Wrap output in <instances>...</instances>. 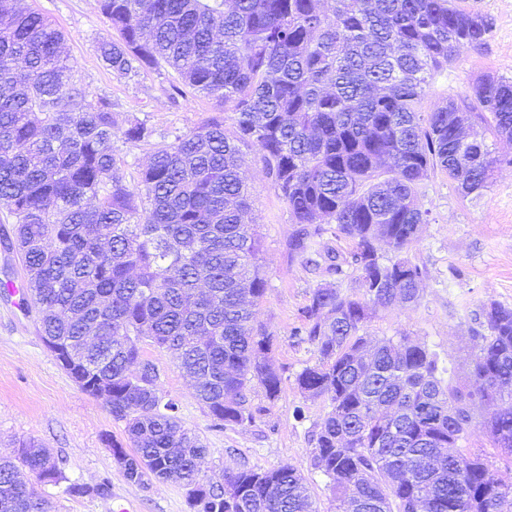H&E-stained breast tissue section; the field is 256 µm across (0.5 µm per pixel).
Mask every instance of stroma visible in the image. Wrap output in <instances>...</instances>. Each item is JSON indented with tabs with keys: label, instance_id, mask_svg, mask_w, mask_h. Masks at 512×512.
Returning a JSON list of instances; mask_svg holds the SVG:
<instances>
[{
	"label": "stroma",
	"instance_id": "1",
	"mask_svg": "<svg viewBox=\"0 0 512 512\" xmlns=\"http://www.w3.org/2000/svg\"><path fill=\"white\" fill-rule=\"evenodd\" d=\"M66 36L69 62L86 86L89 101L106 97L121 117L138 118L157 136L173 141L214 115L213 101L193 94L173 97L166 72L151 71L135 79L117 76L100 59L98 44L113 34L95 0H26ZM465 8L489 16L493 30L486 46L448 65L428 99L473 95L486 74L512 78V0H462ZM253 201V220L261 236V264L267 288L256 307V320L274 339L272 365L282 376L278 400L260 385L247 393L257 415L253 423L214 428L193 382L182 372L176 354L144 345V358L161 371V388L177 400L185 425L196 430L209 452L201 469L207 481L222 483L224 472L237 468L272 469L292 464L305 478L319 512H331L327 479L311 466V432L327 411L321 398L303 396L295 377L314 364L310 344L298 342L300 312L314 288L329 283L342 292L355 287L356 274H329L291 259L288 241L295 226L287 203L264 175L252 149L243 151ZM428 222L407 255L427 271L418 302L377 311L364 333L374 339L408 334L436 351L448 368L452 386L471 388V359L477 347L471 329L488 300L512 307V166L495 169L481 195H462L444 174L423 188ZM18 299L0 292V456L12 454L19 440L32 437L48 448L62 468L65 482L40 486L45 512H190L178 484L150 480L128 483L104 442L123 439L124 422L115 420L104 399L82 391L58 366L36 329L34 316ZM304 420H296L295 408ZM108 482L106 495L73 496L68 483L94 486Z\"/></svg>",
	"mask_w": 512,
	"mask_h": 512
}]
</instances>
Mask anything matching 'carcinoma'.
<instances>
[{
	"mask_svg": "<svg viewBox=\"0 0 512 512\" xmlns=\"http://www.w3.org/2000/svg\"><path fill=\"white\" fill-rule=\"evenodd\" d=\"M96 2L118 34L98 46L114 74L169 69L177 94L233 106L229 119L157 145L131 184L113 137L136 145L155 130L137 119L120 128L106 98L85 103L63 32L0 0V208L27 276L25 309L41 314L43 342L84 392L111 388L127 443L105 442L125 479L177 483L192 512H318L290 464L228 469L224 488H203L208 448L141 355L147 342L177 352L217 428L253 421L254 382L280 397L272 336L255 323L266 279L240 165L251 147L297 224L293 257L310 253L325 224L354 244L355 289H313L295 333L317 356L297 388L328 401L312 462L334 512H512V482L496 466L512 462V307L483 306L473 392L445 382L438 353L406 334L373 344L362 335L372 312L420 297L426 269L403 253L428 223L425 181L441 172L480 194L497 165L512 164L487 142L512 140V79L486 76L474 107L450 97L422 110L448 64L485 45L491 18L457 0ZM461 122L472 128L467 146ZM383 245L395 253L386 262ZM476 399L494 406L483 429L495 455L454 451L475 434ZM47 452L31 438L0 458L3 512H38L31 475Z\"/></svg>",
	"mask_w": 512,
	"mask_h": 512,
	"instance_id": "1",
	"label": "carcinoma"
}]
</instances>
